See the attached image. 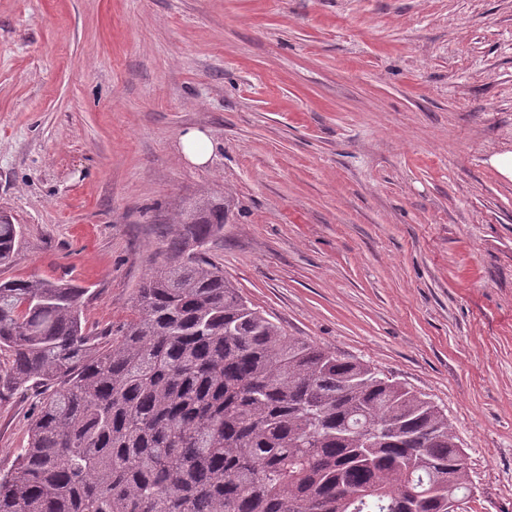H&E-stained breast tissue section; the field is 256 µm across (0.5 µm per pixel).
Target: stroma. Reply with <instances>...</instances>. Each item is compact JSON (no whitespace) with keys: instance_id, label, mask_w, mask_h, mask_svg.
<instances>
[{"instance_id":"obj_1","label":"stroma","mask_w":512,"mask_h":512,"mask_svg":"<svg viewBox=\"0 0 512 512\" xmlns=\"http://www.w3.org/2000/svg\"><path fill=\"white\" fill-rule=\"evenodd\" d=\"M203 131L207 164L181 136ZM512 0H0L9 277L122 323L182 207L249 305L433 401L512 512ZM37 399L0 401V470ZM183 154L194 164L202 165L208 162L213 146L208 137L199 130H188L181 136ZM19 236V224L0 220V267L9 266L13 262Z\"/></svg>"}]
</instances>
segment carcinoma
<instances>
[{"label":"carcinoma","instance_id":"1","mask_svg":"<svg viewBox=\"0 0 512 512\" xmlns=\"http://www.w3.org/2000/svg\"><path fill=\"white\" fill-rule=\"evenodd\" d=\"M225 220L183 209L115 329L87 330L79 284L0 277V400L37 397L0 512H448L470 495L437 405L287 335L224 278L206 246ZM19 236L0 220V267Z\"/></svg>","mask_w":512,"mask_h":512}]
</instances>
